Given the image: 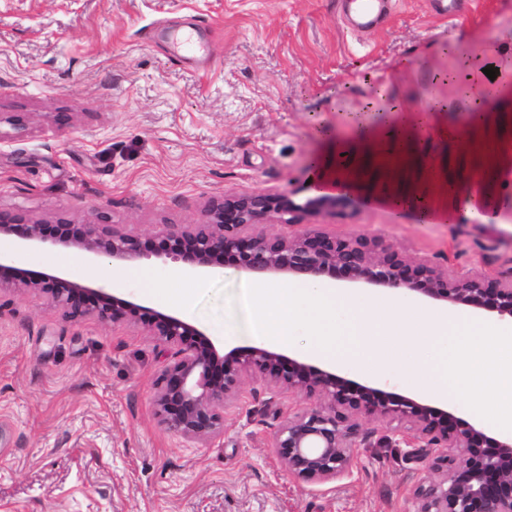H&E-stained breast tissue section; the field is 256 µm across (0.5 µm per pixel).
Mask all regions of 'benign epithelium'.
Returning <instances> with one entry per match:
<instances>
[{"instance_id":"obj_1","label":"benign epithelium","mask_w":512,"mask_h":512,"mask_svg":"<svg viewBox=\"0 0 512 512\" xmlns=\"http://www.w3.org/2000/svg\"><path fill=\"white\" fill-rule=\"evenodd\" d=\"M345 196L325 194L296 203L282 194L253 192L213 202L198 224H172L148 235H130L107 224H21L0 211V236L25 245L50 243L96 259L133 261L154 255L206 275L232 266L254 275L329 276L419 294L512 319V272L506 277H453L448 269L412 257L376 237L341 235L318 227L284 236L262 223L298 224L306 213H343ZM33 288L47 294L70 318L93 315L114 324L142 322L164 345L176 348L157 379L156 415L189 441L224 435L226 407L246 398V379L318 403L288 411L274 432L273 447L288 473L310 482L349 474L353 449L371 444L357 421H379L394 441L425 462L427 475L411 488L414 512H512V435L494 438L451 412L361 384L263 347L219 353L195 326L110 294L105 288L45 274L31 278L17 256L0 254V289Z\"/></svg>"}]
</instances>
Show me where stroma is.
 Returning <instances> with one entry per match:
<instances>
[{"mask_svg": "<svg viewBox=\"0 0 512 512\" xmlns=\"http://www.w3.org/2000/svg\"><path fill=\"white\" fill-rule=\"evenodd\" d=\"M350 0H0V210L23 222L95 221L132 234L202 221L211 201L254 191L320 193L309 164L326 150L350 203L305 216L344 235L374 236L452 276L512 272V0H393L377 28L354 29ZM188 29L210 61L174 60ZM499 67L491 107L479 100L485 60ZM427 128L400 154L366 157L365 136L416 121ZM487 168L495 181H478ZM426 194L433 223L396 208ZM27 269L110 287L178 316L217 349L257 345L240 305L254 278L227 267L177 298L178 264L154 256L95 260L27 250ZM168 286L151 292L149 280ZM351 306L402 303L407 316L449 303L338 282ZM167 361L145 324L71 319L44 293L0 291V512H413L424 468L404 448H358L352 472L307 482L282 466L278 412L305 404L256 396L230 407L223 437L185 442L155 413Z\"/></svg>", "mask_w": 512, "mask_h": 512, "instance_id": "obj_1", "label": "stroma"}]
</instances>
